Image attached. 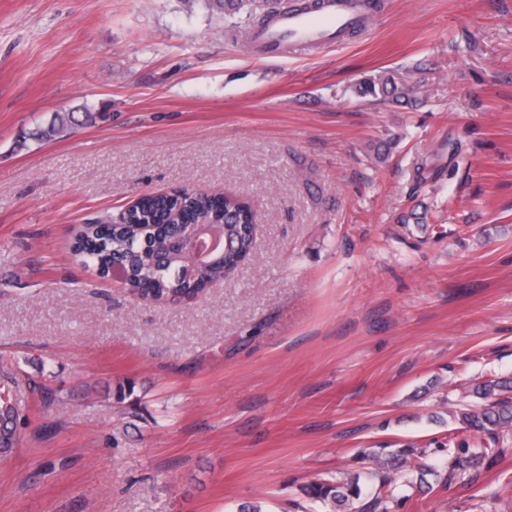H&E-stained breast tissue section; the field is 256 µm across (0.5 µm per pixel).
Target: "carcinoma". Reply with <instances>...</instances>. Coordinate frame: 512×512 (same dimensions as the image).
Listing matches in <instances>:
<instances>
[{"label": "carcinoma", "instance_id": "obj_1", "mask_svg": "<svg viewBox=\"0 0 512 512\" xmlns=\"http://www.w3.org/2000/svg\"><path fill=\"white\" fill-rule=\"evenodd\" d=\"M364 93L383 100L410 98L411 87L392 77L368 85ZM76 124L71 112H54L47 122L36 125L28 137L43 142L72 133ZM224 223V251L214 252L213 262L202 283L187 276V264L175 255L170 242L187 220ZM258 215L246 199L234 194L218 196L200 191L145 193L142 199L122 214V222L112 224L97 220L82 225L71 245L75 264L89 270L108 272L112 263L124 266L125 285L143 300L158 303L194 295L205 285L222 282L253 255ZM13 375L0 371V455L13 451L19 441L18 424L28 417L14 390ZM479 403L461 413L466 428L484 435V446L474 451L466 440L448 437L435 448L413 443L401 448L368 454L374 465L367 487L360 478L346 474L320 479L301 487L313 505L326 512H403L413 498L411 490H432L425 476L436 479L441 490L457 484L471 486L483 469L503 453L500 437L512 433V381L487 379L472 389Z\"/></svg>", "mask_w": 512, "mask_h": 512}]
</instances>
